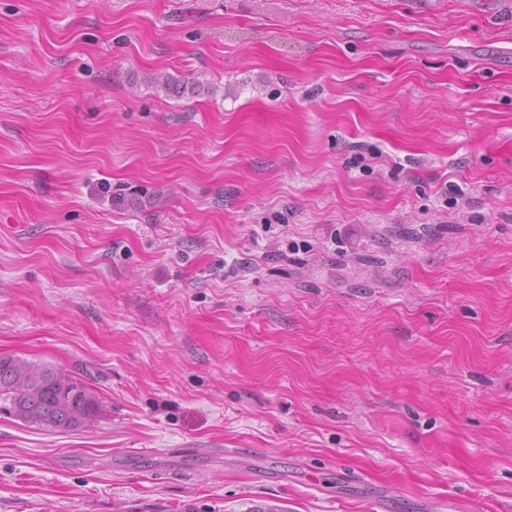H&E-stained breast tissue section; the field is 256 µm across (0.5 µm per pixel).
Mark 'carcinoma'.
Returning <instances> with one entry per match:
<instances>
[{"label":"carcinoma","instance_id":"1","mask_svg":"<svg viewBox=\"0 0 512 512\" xmlns=\"http://www.w3.org/2000/svg\"><path fill=\"white\" fill-rule=\"evenodd\" d=\"M152 83L175 94L195 91L167 74L153 76ZM0 396L16 418L63 433L85 427L101 412L97 396L71 373L13 355L0 358Z\"/></svg>","mask_w":512,"mask_h":512}]
</instances>
